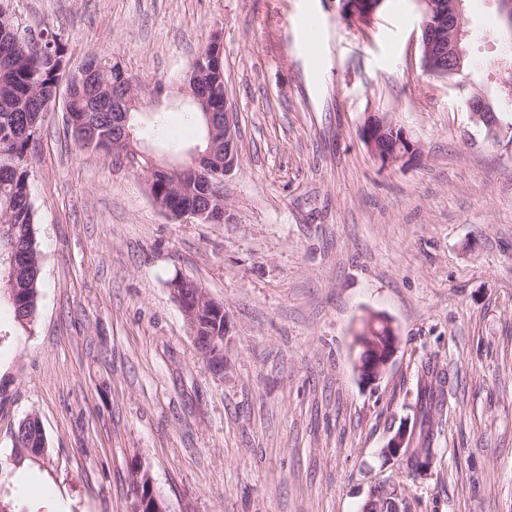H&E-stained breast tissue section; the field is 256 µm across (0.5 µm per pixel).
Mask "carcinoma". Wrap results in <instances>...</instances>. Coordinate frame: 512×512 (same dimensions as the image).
Wrapping results in <instances>:
<instances>
[{
	"label": "carcinoma",
	"instance_id": "obj_1",
	"mask_svg": "<svg viewBox=\"0 0 512 512\" xmlns=\"http://www.w3.org/2000/svg\"><path fill=\"white\" fill-rule=\"evenodd\" d=\"M10 0H0V251H15L14 273L7 274V265L0 264V282L12 278V287L18 289L17 300L23 312L12 307L14 320L25 331L32 330L37 314L41 288L42 253L35 236L36 213L33 204L27 160L40 130L42 114L56 102L51 90L62 79L73 80L67 111L70 112V131L81 148L113 151L112 113L91 112L95 103L93 89L74 80V70L62 67L66 60L65 46L59 35L49 28L40 30L39 42L19 43L15 40L16 22L9 8ZM90 66L95 68L93 83L106 88L118 79L112 60L93 53ZM500 99L503 106L512 109V68L501 72ZM188 118L203 129L201 152H207L209 139L224 138L221 122L208 126L206 113L194 109ZM405 147L400 135H388L378 141L380 155H390ZM152 201L171 211L192 207L196 204L201 185L191 178L172 187L173 177L163 169L150 172L146 180ZM445 373L429 362L421 367L416 381L415 403L418 431L408 440L403 462L414 470L419 458L435 455L432 448L439 435V420L444 405ZM19 429L24 438L13 445L21 454L43 455L47 442L41 423L26 417ZM381 504L385 512H393L396 506L408 509L404 488L396 483L371 490L361 510H366L370 500Z\"/></svg>",
	"mask_w": 512,
	"mask_h": 512
}]
</instances>
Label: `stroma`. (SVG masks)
<instances>
[{
	"label": "stroma",
	"mask_w": 512,
	"mask_h": 512,
	"mask_svg": "<svg viewBox=\"0 0 512 512\" xmlns=\"http://www.w3.org/2000/svg\"><path fill=\"white\" fill-rule=\"evenodd\" d=\"M20 29L60 35L146 85L165 139L190 147L180 77L220 37L241 164L230 224L166 218L145 177L79 148L64 101L29 156L42 288L32 333L0 302V499L17 512H130L147 471L168 512H361L371 487L409 512H512V142L487 139L468 93L422 66L415 0L371 23L339 0H11ZM472 83L512 54L497 0H465ZM162 82L155 98L148 89ZM383 113L419 152L381 167L362 139ZM224 305L214 377L168 283ZM397 328L386 374L361 382L366 311ZM448 377L430 469L385 456L413 420L417 374ZM39 418L48 451L18 456ZM371 499L381 504V510L385 509L388 512L396 508V503H399L404 511L408 509L407 503H404V501H406L404 488H402L400 484L391 483L385 486L375 487L364 500L361 506L362 512H365Z\"/></svg>",
	"instance_id": "obj_1"
}]
</instances>
